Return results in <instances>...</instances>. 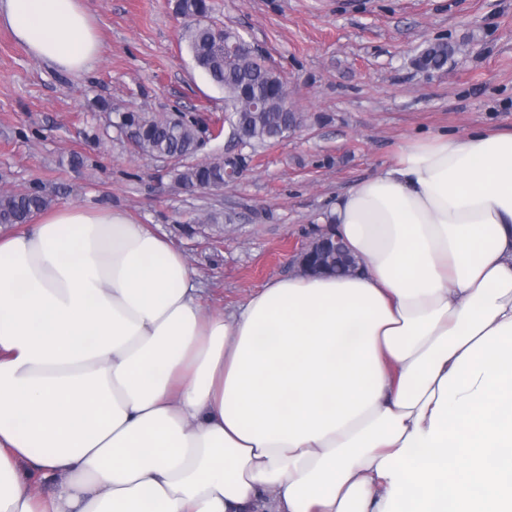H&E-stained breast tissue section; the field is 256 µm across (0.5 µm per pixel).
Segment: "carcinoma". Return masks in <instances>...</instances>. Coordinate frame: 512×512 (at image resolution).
Instances as JSON below:
<instances>
[{"label":"carcinoma","instance_id":"cac0c4a2","mask_svg":"<svg viewBox=\"0 0 512 512\" xmlns=\"http://www.w3.org/2000/svg\"><path fill=\"white\" fill-rule=\"evenodd\" d=\"M175 8L190 19L181 40L195 65L224 90V111L232 114L242 142L265 145L287 137L289 131L302 125L303 115L289 101L281 74L267 65L262 55L233 50L240 35L210 20L213 6L208 0H176ZM454 52L447 43H433L414 63L428 70L441 69ZM121 124L134 132L133 142L139 152L151 158L183 159L200 146V128L182 118L125 112ZM245 166L242 156L185 164L176 170L175 181L188 191L218 189L240 176ZM50 204L51 198L39 191L0 193V224H26Z\"/></svg>","mask_w":512,"mask_h":512}]
</instances>
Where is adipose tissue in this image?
<instances>
[{"label": "adipose tissue", "instance_id": "1", "mask_svg": "<svg viewBox=\"0 0 512 512\" xmlns=\"http://www.w3.org/2000/svg\"><path fill=\"white\" fill-rule=\"evenodd\" d=\"M0 25L102 51L83 0ZM328 220L361 273L227 313L122 211L0 234V512H512V133L409 140Z\"/></svg>", "mask_w": 512, "mask_h": 512}]
</instances>
